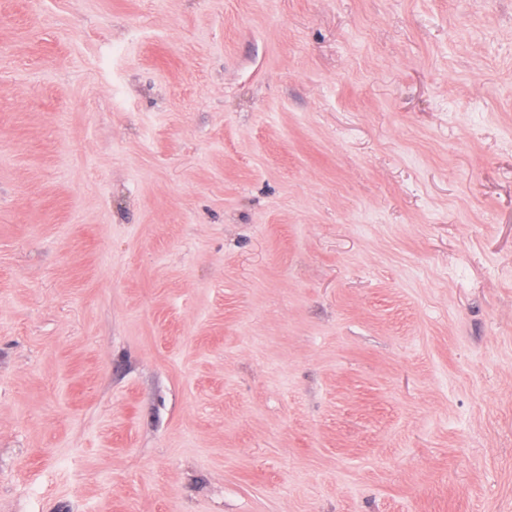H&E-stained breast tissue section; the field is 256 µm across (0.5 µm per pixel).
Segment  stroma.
Masks as SVG:
<instances>
[{
    "instance_id": "stroma-1",
    "label": "stroma",
    "mask_w": 512,
    "mask_h": 512,
    "mask_svg": "<svg viewBox=\"0 0 512 512\" xmlns=\"http://www.w3.org/2000/svg\"><path fill=\"white\" fill-rule=\"evenodd\" d=\"M0 512H512V0H0Z\"/></svg>"
}]
</instances>
